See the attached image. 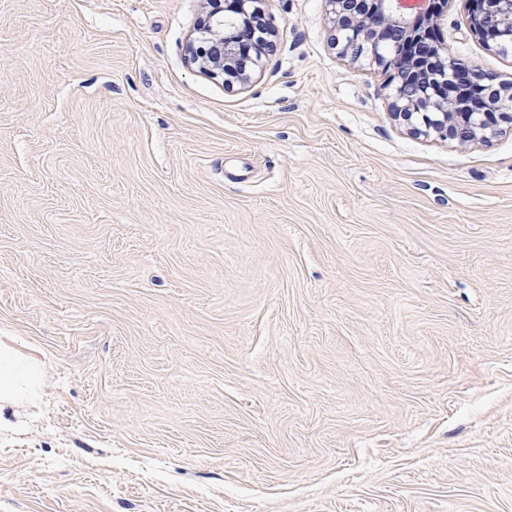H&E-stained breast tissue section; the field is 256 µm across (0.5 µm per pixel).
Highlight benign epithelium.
Returning <instances> with one entry per match:
<instances>
[{"mask_svg": "<svg viewBox=\"0 0 512 512\" xmlns=\"http://www.w3.org/2000/svg\"><path fill=\"white\" fill-rule=\"evenodd\" d=\"M257 0H225L210 13L198 34L210 53L193 63L212 76L232 68L239 82L252 80L259 61L256 40L271 30ZM340 54L353 62L369 57L393 66L394 116L419 134L435 132L461 144L486 138L497 121L512 122V85L495 87V78L448 55L436 36V0L407 6L400 0H326ZM473 33L494 44L512 43V0H471Z\"/></svg>", "mask_w": 512, "mask_h": 512, "instance_id": "7a95c632", "label": "benign epithelium"}]
</instances>
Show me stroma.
<instances>
[{"label":"stroma","mask_w":512,"mask_h":512,"mask_svg":"<svg viewBox=\"0 0 512 512\" xmlns=\"http://www.w3.org/2000/svg\"><path fill=\"white\" fill-rule=\"evenodd\" d=\"M253 80L205 0H0V512H512V124L410 132L325 0H261ZM450 56L512 50L448 0ZM257 0H226L225 7L210 13L197 33L208 40L210 53L200 58L193 54V63L212 76H223L224 70L232 68L239 72L238 81L248 85L252 80L259 56L253 45L272 29L265 21L261 9L255 6ZM236 17V24L231 30H224V15ZM259 15L262 18H259ZM255 68V69H254ZM43 371L39 360L11 347L0 350V408L30 407L42 397Z\"/></svg>","instance_id":"1"}]
</instances>
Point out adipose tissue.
Returning <instances> with one entry per match:
<instances>
[{"label":"adipose tissue","instance_id":"adipose-tissue-1","mask_svg":"<svg viewBox=\"0 0 512 512\" xmlns=\"http://www.w3.org/2000/svg\"><path fill=\"white\" fill-rule=\"evenodd\" d=\"M42 388L43 371L36 357L0 348V406H33L40 401Z\"/></svg>","mask_w":512,"mask_h":512}]
</instances>
